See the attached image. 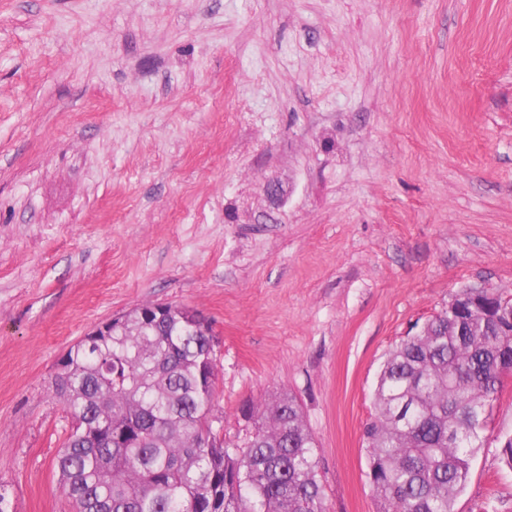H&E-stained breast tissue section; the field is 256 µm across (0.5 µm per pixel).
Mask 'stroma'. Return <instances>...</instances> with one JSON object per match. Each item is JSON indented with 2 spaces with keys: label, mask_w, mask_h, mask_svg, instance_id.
<instances>
[{
  "label": "stroma",
  "mask_w": 512,
  "mask_h": 512,
  "mask_svg": "<svg viewBox=\"0 0 512 512\" xmlns=\"http://www.w3.org/2000/svg\"><path fill=\"white\" fill-rule=\"evenodd\" d=\"M512 298V0H0V493L72 512L57 360L144 303L211 323L212 426L294 394L330 512H379L386 353ZM512 375L455 512H512Z\"/></svg>",
  "instance_id": "obj_1"
}]
</instances>
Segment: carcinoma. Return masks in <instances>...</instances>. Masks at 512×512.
Instances as JSON below:
<instances>
[{
  "instance_id": "obj_1",
  "label": "carcinoma",
  "mask_w": 512,
  "mask_h": 512,
  "mask_svg": "<svg viewBox=\"0 0 512 512\" xmlns=\"http://www.w3.org/2000/svg\"><path fill=\"white\" fill-rule=\"evenodd\" d=\"M154 308L132 309L152 316L124 336L84 337L55 375L76 421L56 460L76 512H328L297 399L246 406L254 429L225 445L210 420L212 327ZM511 372L512 326L482 306L450 304L387 353L364 427L381 512H454Z\"/></svg>"
}]
</instances>
